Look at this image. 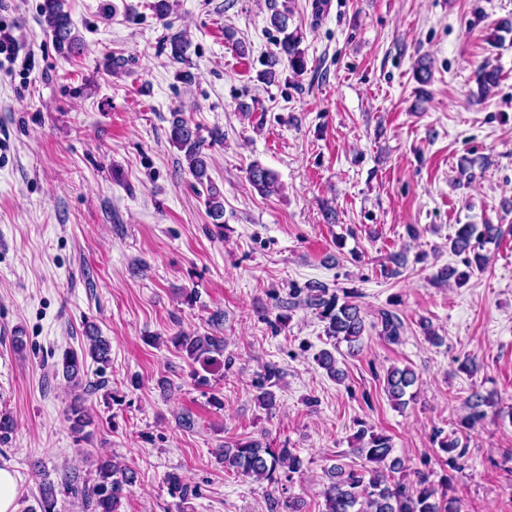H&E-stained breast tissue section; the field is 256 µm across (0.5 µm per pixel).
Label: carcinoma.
Returning <instances> with one entry per match:
<instances>
[{
    "label": "carcinoma",
    "mask_w": 512,
    "mask_h": 512,
    "mask_svg": "<svg viewBox=\"0 0 512 512\" xmlns=\"http://www.w3.org/2000/svg\"><path fill=\"white\" fill-rule=\"evenodd\" d=\"M66 0H42L39 22L44 30L52 35L57 50L66 57L83 50L84 43L75 29L70 13L65 10ZM289 10H275L269 18L270 25L283 33V38L276 44L264 62L265 69L260 77L274 83L279 78L276 66L283 60L288 62L291 70L298 74L305 69L304 51L300 49L301 36L288 31ZM171 58L177 63L189 60L191 41L177 33L170 38ZM498 72L485 67L477 71V83L481 95H487L497 86ZM169 141L183 153L188 172L202 184L209 180L208 161L205 140L199 133V127L185 116V112H171ZM247 179L254 190L263 196H270L279 191V181L270 169L255 162L247 169ZM206 213L214 224L224 223V201L217 190H208L205 200ZM503 236L501 228L494 224H460L455 235L449 238V248L453 255L460 258L464 269L448 264L441 267L433 276L434 282L446 284L450 281L460 283L475 270H480L486 263L485 246L494 243ZM355 293L345 291L339 296L329 293L328 288L319 282H311L306 289L296 288L290 294L288 306L296 302L316 311L321 321L326 323L325 335L346 342L349 351L359 346L365 326V316L361 307L352 301ZM221 317H212L214 332L199 334L179 333L172 337L173 343L186 354L188 361L208 369L224 355V337L220 332ZM370 327L378 330L390 343H397L403 333V322L394 312L381 310L377 321ZM90 354L95 361L106 364L110 361L111 345L105 338L92 335L89 337ZM317 365L328 376L340 381L344 378L343 370L337 368L336 357L324 349L315 357ZM82 362L76 352L66 350L61 357L63 374L68 380L78 377ZM279 369L271 364L258 372L254 381L257 389L256 400L267 412L276 408L277 400L273 387L278 385ZM419 380L418 374L410 367H393L386 374V392L394 405L405 408L415 399L412 388ZM470 413L463 422V427L477 425L484 417L481 407L489 404L486 397L475 392L468 400ZM65 418L73 433L85 434V429L92 425V418L85 397L78 394L73 397L65 411ZM394 448L389 436L374 432L367 427L356 433L354 453L370 463L358 468L336 463L331 465L326 474L328 486L323 491L324 509L322 512H458L456 502L447 499L446 486H438L425 473H417L413 485L395 479V474L404 469L400 459L393 456ZM224 462V468L234 473L255 480L279 483L292 479L299 472L302 460L289 448H268L257 440L238 441L218 450ZM97 480L89 485H78L74 476L64 475L62 484L66 490L81 498L88 512H120L122 499L130 492L135 476L134 472L110 460H102L97 465ZM165 481L170 494L182 501L188 499L190 490L182 476L177 473L167 474ZM41 499L38 503L40 512H55L53 488L49 483L40 484Z\"/></svg>",
    "instance_id": "1"
}]
</instances>
